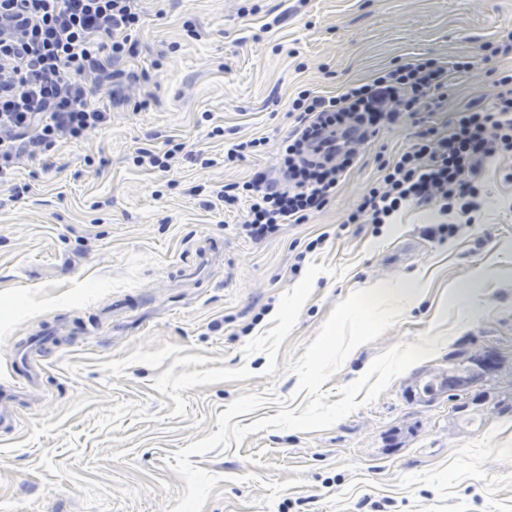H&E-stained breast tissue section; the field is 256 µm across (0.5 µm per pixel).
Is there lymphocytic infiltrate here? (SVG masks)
<instances>
[{
	"label": "lymphocytic infiltrate",
	"mask_w": 512,
	"mask_h": 512,
	"mask_svg": "<svg viewBox=\"0 0 512 512\" xmlns=\"http://www.w3.org/2000/svg\"><path fill=\"white\" fill-rule=\"evenodd\" d=\"M135 2L21 0L19 11L0 18V180L21 156L111 123L110 112L88 101L83 77L111 80L113 98L129 100L140 76L118 64L137 51ZM508 54L512 41L449 67L418 58L332 96L299 91L288 105L294 126L281 141L277 175L255 172L243 185L216 191L217 201L239 213L241 232L257 241L282 225L306 223L335 197L362 146L409 122L418 128L414 141L381 165L380 179L348 223L391 224L404 209L430 204L441 218L439 233L476 223L480 170L512 155V75L501 77L505 90L492 102L461 106L446 134L426 126L425 116L447 100L449 70L468 71Z\"/></svg>",
	"instance_id": "obj_1"
}]
</instances>
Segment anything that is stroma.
Segmentation results:
<instances>
[{
	"instance_id": "obj_1",
	"label": "stroma",
	"mask_w": 512,
	"mask_h": 512,
	"mask_svg": "<svg viewBox=\"0 0 512 512\" xmlns=\"http://www.w3.org/2000/svg\"><path fill=\"white\" fill-rule=\"evenodd\" d=\"M138 50L121 69L145 72L110 102L108 82L85 78L112 121L78 143L20 160L0 183V392L29 338L45 337L43 395L0 430V512H163L185 482L168 456L217 429L236 397L267 405L246 426L295 399L286 371L336 303L385 284L402 315L353 349L325 391L361 376L377 354L427 336L434 358L332 427L273 428L241 446L191 456L221 475L203 512H512V411L463 425L447 395L414 396L417 381L450 357L496 347L512 366V157L480 175V221L435 233L434 207L396 223L345 218L408 146L411 124L360 152L335 198L306 224L265 241L238 234L239 219L189 189L241 183L273 169L303 89L333 92L417 57L478 56L512 32V0H138ZM453 72L448 105L429 116L448 131L473 98L491 101L512 57ZM223 135H213L214 127ZM266 138L239 162L234 143ZM203 153L168 171L140 167L137 149L167 141ZM28 185L22 198L13 187ZM259 482L245 483L246 473ZM303 478L270 505L262 481Z\"/></svg>"
}]
</instances>
